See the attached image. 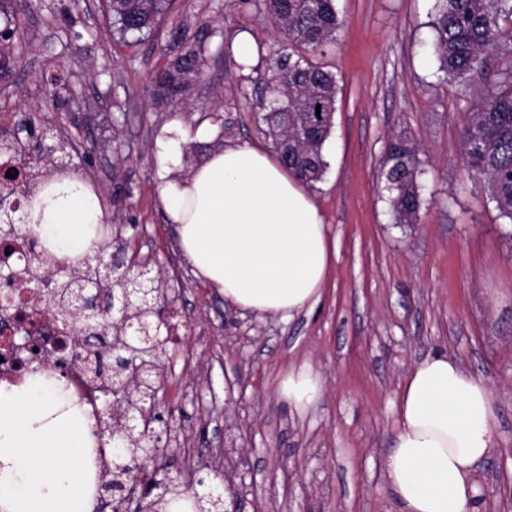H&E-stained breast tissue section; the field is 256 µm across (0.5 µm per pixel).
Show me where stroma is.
<instances>
[{
  "label": "stroma",
  "instance_id": "1",
  "mask_svg": "<svg viewBox=\"0 0 512 512\" xmlns=\"http://www.w3.org/2000/svg\"><path fill=\"white\" fill-rule=\"evenodd\" d=\"M344 24L313 54L337 79L321 180L307 187L336 243L332 273L312 311L285 320L225 302L197 278L160 202L158 141L180 125L177 173L229 143L272 141L255 107L283 51L266 0H170L155 28L129 44L105 0H34L19 15L18 65L0 82V129L31 116L41 128L92 139L84 179L126 225L130 257L177 299L185 336L166 368L162 405L183 444L212 441L245 512H401L383 460L397 430L407 375L445 354L493 393L498 445L476 469L479 512H512V220L462 156V130L512 49L472 72L474 94L438 78L430 45L435 0H334ZM248 33L255 54L230 49ZM203 42L202 73L181 99L161 102L152 78L180 44ZM411 135L423 189L416 223H394L381 178L387 141ZM309 365L322 392L306 413L281 393Z\"/></svg>",
  "mask_w": 512,
  "mask_h": 512
}]
</instances>
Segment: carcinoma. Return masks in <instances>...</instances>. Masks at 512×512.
Instances as JSON below:
<instances>
[{
	"label": "carcinoma",
	"instance_id": "1",
	"mask_svg": "<svg viewBox=\"0 0 512 512\" xmlns=\"http://www.w3.org/2000/svg\"><path fill=\"white\" fill-rule=\"evenodd\" d=\"M168 0H109L113 26L122 37L139 36L153 30L166 11ZM30 7L29 0H0V14L5 26L21 39L12 25L16 13ZM268 11L278 31L288 41L292 52L271 67L265 81L268 93L256 102L272 138L281 163L306 183L320 180L326 162L322 147L332 125L336 110V75L313 63L309 54L332 42L341 27L334 0H268ZM435 32L432 49L439 61L443 78L468 87V76L481 67L488 53L512 43V0H435ZM205 54L204 43L183 46L168 67L154 77L157 94L163 98L186 92L200 74V62ZM463 157L480 177L482 186L497 203L501 214L512 220V72H504L492 83L471 113L463 130ZM420 161L415 142L407 135H397L386 146L384 181L398 183L389 191L394 222L414 224L420 207L422 185ZM94 270L85 265H73L53 286V311L68 321L81 322L77 296ZM97 343L102 349L95 369L111 373L113 388L119 390L127 373L113 370L112 363H133L139 370L138 387L142 397H151L158 382L156 360L168 353L164 336L144 342L140 333L132 332L127 351L109 325H101ZM114 355V362L104 360ZM112 444L122 448V454L112 458L113 484H136L149 497L152 485L141 480L151 463L149 442L141 429L130 431L121 419L112 420L109 432ZM185 499L182 486L172 483L166 494L148 502L169 512ZM199 512H223L224 501L219 492L206 495L197 502Z\"/></svg>",
	"mask_w": 512,
	"mask_h": 512
}]
</instances>
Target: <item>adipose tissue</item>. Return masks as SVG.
<instances>
[{"mask_svg":"<svg viewBox=\"0 0 512 512\" xmlns=\"http://www.w3.org/2000/svg\"><path fill=\"white\" fill-rule=\"evenodd\" d=\"M178 142L159 153L161 202L197 277L232 305L292 319L315 304L332 270L333 246L302 183L266 148L236 144L174 174ZM27 223L57 259L89 252L106 214L81 181H52L27 206ZM322 383L309 366L289 371L282 395L304 412ZM398 429L384 460L402 512H478L477 462L498 439L487 384L444 355L406 377ZM92 423L65 410L58 385L0 386V512H92L79 466Z\"/></svg>","mask_w":512,"mask_h":512,"instance_id":"1","label":"adipose tissue"}]
</instances>
